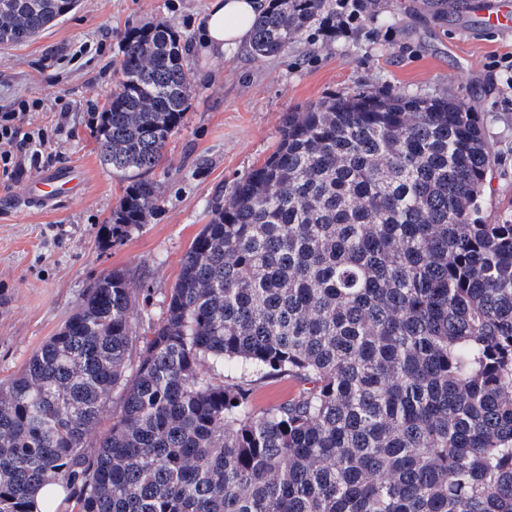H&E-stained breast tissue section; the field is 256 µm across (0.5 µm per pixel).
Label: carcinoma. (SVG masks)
I'll list each match as a JSON object with an SVG mask.
<instances>
[{
  "instance_id": "carcinoma-1",
  "label": "carcinoma",
  "mask_w": 512,
  "mask_h": 512,
  "mask_svg": "<svg viewBox=\"0 0 512 512\" xmlns=\"http://www.w3.org/2000/svg\"><path fill=\"white\" fill-rule=\"evenodd\" d=\"M78 0H0L23 44ZM332 0H271L251 53L285 52ZM195 92L173 26L129 32L99 159L125 183L101 242L150 223ZM452 100L358 93L285 117L218 188L161 321L122 272L0 386V512H512V214ZM302 387L269 408L245 379ZM112 410V424L91 435Z\"/></svg>"
}]
</instances>
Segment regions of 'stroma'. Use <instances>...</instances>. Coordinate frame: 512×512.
Masks as SVG:
<instances>
[{
    "label": "stroma",
    "mask_w": 512,
    "mask_h": 512,
    "mask_svg": "<svg viewBox=\"0 0 512 512\" xmlns=\"http://www.w3.org/2000/svg\"><path fill=\"white\" fill-rule=\"evenodd\" d=\"M209 0H79L68 17L32 41L0 44V111L16 98L42 100L34 126L53 141L55 165L86 175L82 194L39 209L20 206L24 170L0 187V382L17 376L59 332L100 275L124 270L146 289L140 326L160 321L182 259L206 223L213 192L259 166L279 139L286 113L325 97L360 92L458 100L481 116L497 157L492 205L512 212V83L495 55L512 38L466 33L479 0H380L360 37L324 41L310 28L276 57L258 60L248 43L221 51L197 42ZM172 24L188 48L196 92L184 126L169 141L160 208L122 243H99L123 194L99 162L93 129L106 105L125 35Z\"/></svg>",
    "instance_id": "obj_1"
}]
</instances>
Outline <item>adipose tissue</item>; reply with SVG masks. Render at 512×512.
<instances>
[{
  "label": "adipose tissue",
  "instance_id": "1",
  "mask_svg": "<svg viewBox=\"0 0 512 512\" xmlns=\"http://www.w3.org/2000/svg\"><path fill=\"white\" fill-rule=\"evenodd\" d=\"M265 7V0H210L200 28L202 46L221 50L248 39Z\"/></svg>",
  "mask_w": 512,
  "mask_h": 512
}]
</instances>
